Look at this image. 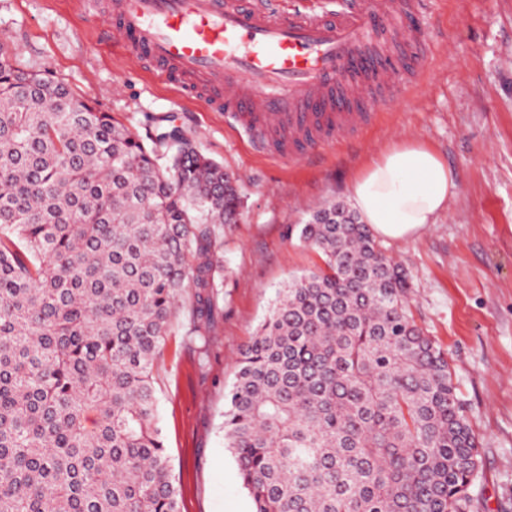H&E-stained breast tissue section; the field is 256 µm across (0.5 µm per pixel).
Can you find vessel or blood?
Segmentation results:
<instances>
[{"instance_id":"b4317fda","label":"vessel or blood","mask_w":512,"mask_h":512,"mask_svg":"<svg viewBox=\"0 0 512 512\" xmlns=\"http://www.w3.org/2000/svg\"><path fill=\"white\" fill-rule=\"evenodd\" d=\"M420 0H343L291 11L282 0H109L114 48L186 96L229 113L256 148L288 163L357 134L379 104L420 79Z\"/></svg>"}]
</instances>
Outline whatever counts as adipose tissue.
I'll return each mask as SVG.
<instances>
[{
	"label": "adipose tissue",
	"mask_w": 512,
	"mask_h": 512,
	"mask_svg": "<svg viewBox=\"0 0 512 512\" xmlns=\"http://www.w3.org/2000/svg\"><path fill=\"white\" fill-rule=\"evenodd\" d=\"M456 188V175L447 162L411 139L365 160L351 180L350 194L374 236L406 241L435 223Z\"/></svg>",
	"instance_id": "ef3b65f1"
}]
</instances>
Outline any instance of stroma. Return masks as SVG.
<instances>
[{"label":"stroma","instance_id":"obj_1","mask_svg":"<svg viewBox=\"0 0 512 512\" xmlns=\"http://www.w3.org/2000/svg\"><path fill=\"white\" fill-rule=\"evenodd\" d=\"M419 20L432 51L424 83L381 106L358 135L290 164L255 152L223 113L115 52L105 12L81 0H0V42L15 68L65 82L140 136L179 128L240 187L209 359L200 363L182 326L156 371L181 512H252L224 446L225 395L277 289L323 264L287 227L327 202L350 204L359 165L406 137L435 149L458 187L420 237L379 246L412 275V315L447 350L481 448L467 512H512V0H423Z\"/></svg>","mask_w":512,"mask_h":512}]
</instances>
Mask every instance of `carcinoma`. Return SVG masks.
Returning a JSON list of instances; mask_svg holds the SVG:
<instances>
[{
    "mask_svg": "<svg viewBox=\"0 0 512 512\" xmlns=\"http://www.w3.org/2000/svg\"><path fill=\"white\" fill-rule=\"evenodd\" d=\"M240 203L181 131L147 143L0 53V512H180L156 369L185 315L206 349ZM288 232L323 266L225 396L252 512H465L481 452L410 276L342 204Z\"/></svg>",
    "mask_w": 512,
    "mask_h": 512,
    "instance_id": "1",
    "label": "carcinoma"
}]
</instances>
